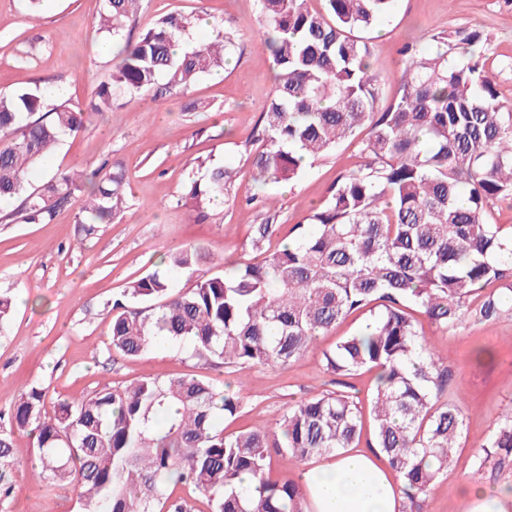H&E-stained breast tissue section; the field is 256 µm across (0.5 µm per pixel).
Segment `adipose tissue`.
<instances>
[{
    "label": "adipose tissue",
    "instance_id": "ef3b65f1",
    "mask_svg": "<svg viewBox=\"0 0 512 512\" xmlns=\"http://www.w3.org/2000/svg\"><path fill=\"white\" fill-rule=\"evenodd\" d=\"M300 477L310 512H398L402 499L387 462L365 448L304 464Z\"/></svg>",
    "mask_w": 512,
    "mask_h": 512
}]
</instances>
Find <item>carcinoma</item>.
<instances>
[{"label": "carcinoma", "mask_w": 512, "mask_h": 512, "mask_svg": "<svg viewBox=\"0 0 512 512\" xmlns=\"http://www.w3.org/2000/svg\"><path fill=\"white\" fill-rule=\"evenodd\" d=\"M260 0L264 44L275 69L263 112L261 150L252 159L262 185L296 180L305 160L365 134L366 162L341 173L326 202L296 224L273 251L272 218L253 225L251 247L262 256L230 276L201 275L175 292L170 272L210 262L199 246L166 255L168 271L131 282L109 310V350L136 358L161 344L188 346L189 357L245 369L286 365L352 315L363 325L322 353L325 369L352 376L378 372L367 404L342 390L290 406L275 426L224 433L241 398L229 387L190 374L143 377L46 411V392L21 394L12 423L37 432L35 476L48 483L76 477L82 512H196L166 494L173 482L193 487L211 512H307V489L271 483V453L302 465L366 447L387 459L403 484L401 512H423L433 486L453 467L464 419L448 399L453 368L434 351L423 322L440 329L487 324L512 315V226L487 222V207L512 196V105L499 100L481 59L483 35L441 31L448 52L404 49L394 103L375 111L380 84L370 72L364 33L390 14L395 0ZM141 0H105L98 30L115 43L111 80L88 106L47 108L39 87L0 96V199L18 200L11 222L50 224L57 210L84 193L81 223L90 235L125 206V171L102 163L64 172L29 190L27 177L67 134L118 97L186 92L224 67L235 33L184 44L190 19L159 16L137 38L125 36ZM236 171L216 166L186 187L197 209L228 194ZM472 474L491 478L512 465V407L472 445ZM251 475L256 494L240 485Z\"/></svg>", "instance_id": "obj_1"}]
</instances>
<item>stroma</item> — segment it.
Masks as SVG:
<instances>
[{
  "instance_id": "obj_1",
  "label": "stroma",
  "mask_w": 512,
  "mask_h": 512,
  "mask_svg": "<svg viewBox=\"0 0 512 512\" xmlns=\"http://www.w3.org/2000/svg\"><path fill=\"white\" fill-rule=\"evenodd\" d=\"M103 0H45L31 19L26 0H0V93L67 86L68 102L88 104L108 81L115 60L95 18ZM193 16L191 41L213 38L216 26L234 30L238 47L223 70L202 76L189 96L125 97L123 105L92 115L85 127L64 136L45 165L28 177L38 188L54 175L93 169L104 160L121 163L128 207L112 223L83 235L80 200L58 210L49 224L0 223V292L15 297L13 317L0 333V434L9 436L10 496L0 512H80L77 482L46 483L33 476L36 440L9 421L21 393L43 388L48 400H78L94 391L151 376L186 373L239 384L243 409L227 431L274 425L286 409L338 387L321 362L324 349L356 331L353 316L320 337L314 349L285 366L238 372L215 368L157 347L129 359L109 353V305L128 282L160 268L166 252L187 245L229 262L253 258V225L273 218L271 248L287 243L294 225L306 223L324 202L339 173L364 162L359 139L309 160L293 182L259 186L251 156L261 146L260 117L274 88L272 59L263 44L258 0H142L134 29L142 31L163 13ZM468 28L482 33L485 66L500 100L512 102V0H396L392 12L368 38L371 72L383 82L378 110L399 91L403 46L436 50L434 34ZM212 165L236 171L229 196L198 210L184 198L188 181ZM427 335L455 371L450 400L462 411L467 447L454 468L427 497L424 512H475L465 495L471 486L470 443L486 436L512 404V317L447 333L426 326Z\"/></svg>"
}]
</instances>
